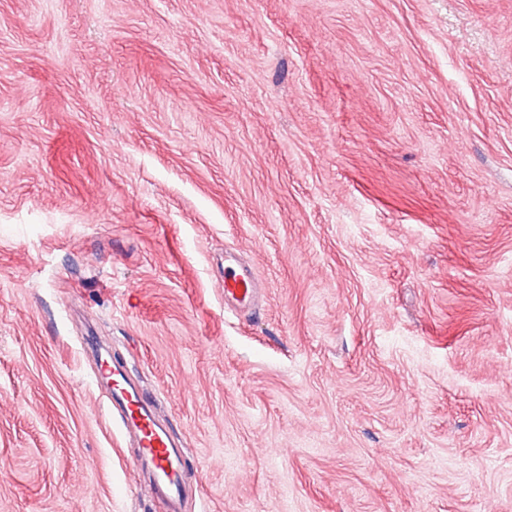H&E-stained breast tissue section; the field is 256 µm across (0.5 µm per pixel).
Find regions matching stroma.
Here are the masks:
<instances>
[{
    "mask_svg": "<svg viewBox=\"0 0 512 512\" xmlns=\"http://www.w3.org/2000/svg\"><path fill=\"white\" fill-rule=\"evenodd\" d=\"M91 341L185 512H512V0H0V512H162ZM224 267V304L240 311H251L258 306V276L255 268L242 263L234 254H227ZM100 375L107 380L108 401L127 435L136 441L134 466L151 481L168 512H182L186 492L182 468L186 448L176 441L156 415L152 398L136 386L124 367L108 353L98 355Z\"/></svg>",
    "mask_w": 512,
    "mask_h": 512,
    "instance_id": "stroma-1",
    "label": "stroma"
}]
</instances>
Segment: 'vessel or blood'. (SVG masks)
<instances>
[{"label": "vessel or blood", "mask_w": 512, "mask_h": 512, "mask_svg": "<svg viewBox=\"0 0 512 512\" xmlns=\"http://www.w3.org/2000/svg\"><path fill=\"white\" fill-rule=\"evenodd\" d=\"M224 268V301L240 311L258 305V276L252 265L228 255ZM100 375L106 379L108 401L123 424L126 434L136 441L134 466L139 475L151 481L166 512H182L186 492L183 458L185 448L170 434L156 415L152 398L136 386L124 367L113 362L110 354L98 356Z\"/></svg>", "instance_id": "1"}]
</instances>
